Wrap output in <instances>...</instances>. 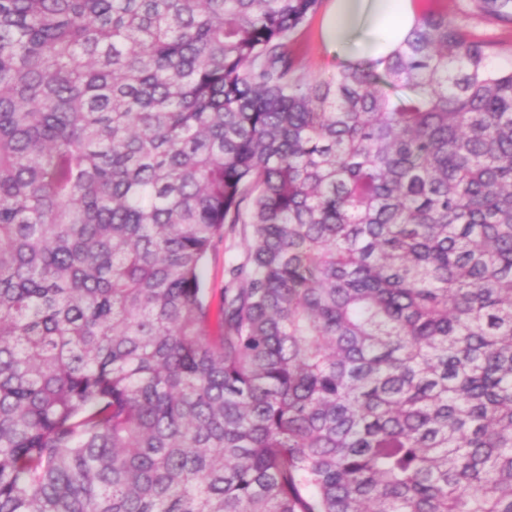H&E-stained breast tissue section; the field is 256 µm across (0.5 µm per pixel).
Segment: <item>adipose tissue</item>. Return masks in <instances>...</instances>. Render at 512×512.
Instances as JSON below:
<instances>
[{"mask_svg":"<svg viewBox=\"0 0 512 512\" xmlns=\"http://www.w3.org/2000/svg\"><path fill=\"white\" fill-rule=\"evenodd\" d=\"M416 20L413 0H334L323 35L334 55L357 47L363 59L388 56Z\"/></svg>","mask_w":512,"mask_h":512,"instance_id":"obj_1","label":"adipose tissue"}]
</instances>
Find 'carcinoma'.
<instances>
[{"mask_svg": "<svg viewBox=\"0 0 512 512\" xmlns=\"http://www.w3.org/2000/svg\"><path fill=\"white\" fill-rule=\"evenodd\" d=\"M430 2L311 78L322 0H0V512H512V70ZM244 249L245 240L239 233L226 234L224 240L217 244L204 269V281L210 294H218L224 288V266L227 260L242 254Z\"/></svg>", "mask_w": 512, "mask_h": 512, "instance_id": "1", "label": "carcinoma"}]
</instances>
